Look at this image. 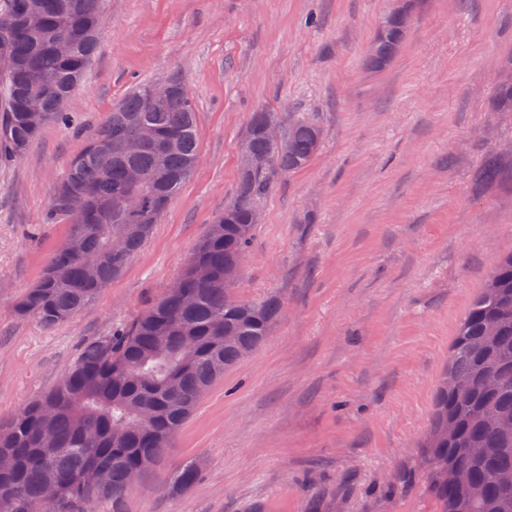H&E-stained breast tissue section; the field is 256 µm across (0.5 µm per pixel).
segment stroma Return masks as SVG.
Returning a JSON list of instances; mask_svg holds the SVG:
<instances>
[{
	"label": "stroma",
	"mask_w": 512,
	"mask_h": 512,
	"mask_svg": "<svg viewBox=\"0 0 512 512\" xmlns=\"http://www.w3.org/2000/svg\"><path fill=\"white\" fill-rule=\"evenodd\" d=\"M393 0H108L99 51L19 159L0 158V420L52 389L83 346L179 277L236 193L252 112L301 114L320 151L262 203L233 296L282 298L266 343L228 369L119 512H436L421 442L457 328L512 254V0H412L385 69L366 57ZM169 76L201 159L123 273L44 329L14 303L68 224L47 222L69 160L136 85ZM504 173L479 174L487 155ZM200 480L176 489L186 462Z\"/></svg>",
	"instance_id": "35a3bbf8"
}]
</instances>
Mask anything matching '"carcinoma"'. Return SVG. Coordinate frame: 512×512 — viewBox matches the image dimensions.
Masks as SVG:
<instances>
[{
	"label": "carcinoma",
	"instance_id": "cac0c4a2",
	"mask_svg": "<svg viewBox=\"0 0 512 512\" xmlns=\"http://www.w3.org/2000/svg\"><path fill=\"white\" fill-rule=\"evenodd\" d=\"M21 0H0V24L10 22L16 34L0 40V51L17 58L0 72V149L19 159L46 125L68 121L64 105L81 85L98 52L105 0H39L42 34L29 38L19 25ZM407 32L392 21L376 35L367 58L373 69L385 67ZM60 33L72 38L64 54L56 48ZM175 89L159 105L148 100L150 84L133 88L114 105L107 119L84 136V146L67 164L56 184L49 214L69 224L66 240L78 250L58 247L39 281L15 304L21 318L50 329L74 318L119 276L150 237L169 203L198 165L200 152L195 108L187 87ZM43 91L42 111L29 102ZM494 103L512 112V80L495 86ZM150 127L160 144L139 152L127 144ZM245 138L256 159L267 165L240 170L235 197L212 222L170 288L135 319L112 329L84 347L64 377L49 392L0 422V450L14 468L0 472V512H40L46 491L59 488L49 512H92L116 503L130 490L129 479L147 470L172 445L201 400L204 390L259 349L279 320L284 303L271 296L260 304L233 299L224 287V269L249 252L256 225L254 209L288 175L306 168L320 149L322 130L299 116L283 120L267 112L252 113ZM138 170L143 212L129 219L120 206L128 192L127 173ZM124 238V253L112 254V238ZM98 255L94 278L84 276V261ZM512 256L503 258L461 320L448 368L437 394L424 440L429 490L438 512H457V487L433 475L437 463L463 465L470 472V512H506L491 479L512 474V441L504 443L495 427L498 416L512 417ZM498 336L507 359L486 349L490 333ZM495 375L500 387L487 392L477 384ZM455 387L448 388V380ZM456 435L442 433L448 421ZM106 476L100 487L91 471ZM200 478L197 465L182 466L175 483L188 487Z\"/></svg>",
	"mask_w": 512,
	"mask_h": 512
}]
</instances>
